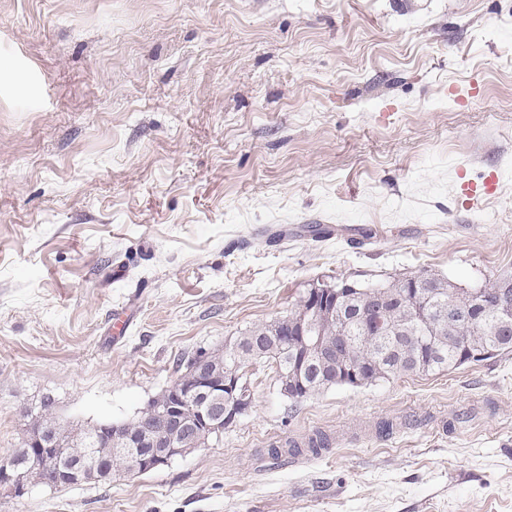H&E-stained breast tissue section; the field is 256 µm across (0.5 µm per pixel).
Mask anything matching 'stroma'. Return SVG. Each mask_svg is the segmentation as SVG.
<instances>
[{
  "mask_svg": "<svg viewBox=\"0 0 512 512\" xmlns=\"http://www.w3.org/2000/svg\"><path fill=\"white\" fill-rule=\"evenodd\" d=\"M3 68L0 457L43 396L130 420L319 283L512 275V0H0ZM247 375L205 447L0 512H512V354L298 404Z\"/></svg>",
  "mask_w": 512,
  "mask_h": 512,
  "instance_id": "obj_1",
  "label": "stroma"
}]
</instances>
